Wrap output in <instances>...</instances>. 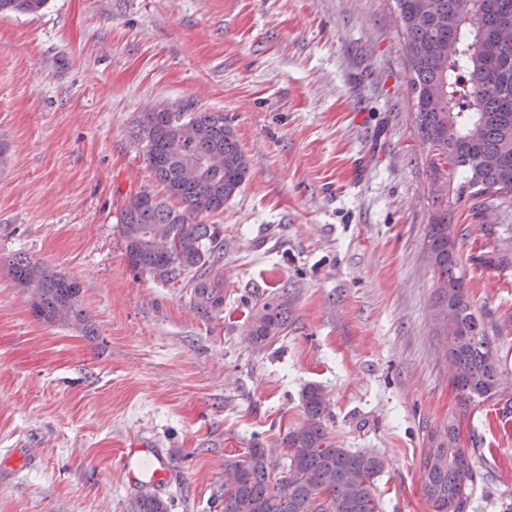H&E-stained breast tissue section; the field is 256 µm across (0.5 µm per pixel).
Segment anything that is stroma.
Returning a JSON list of instances; mask_svg holds the SVG:
<instances>
[{"instance_id": "35a3bbf8", "label": "stroma", "mask_w": 512, "mask_h": 512, "mask_svg": "<svg viewBox=\"0 0 512 512\" xmlns=\"http://www.w3.org/2000/svg\"><path fill=\"white\" fill-rule=\"evenodd\" d=\"M394 0H46L0 14V512H224V460L266 449L320 387L337 445L386 459L380 512H431L422 455L456 424L465 512H512V415L464 402L434 320L428 226L449 212L459 272L512 397V212L438 189ZM220 112L251 165L222 213L224 303L134 272L127 198L162 193L144 113ZM81 286L84 322L37 319L9 262ZM272 294L288 328L260 348ZM172 458L143 488L127 444ZM288 328V301L269 296L255 310L250 335L255 344L265 346L278 339Z\"/></svg>"}]
</instances>
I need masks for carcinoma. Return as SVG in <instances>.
<instances>
[{"label": "carcinoma", "mask_w": 512, "mask_h": 512, "mask_svg": "<svg viewBox=\"0 0 512 512\" xmlns=\"http://www.w3.org/2000/svg\"><path fill=\"white\" fill-rule=\"evenodd\" d=\"M411 63L416 120L431 153L432 174L461 177L471 196L499 193L512 208V0H395ZM46 0H0V13L34 14ZM466 68L470 82L458 80ZM144 162L166 191L149 189L129 197L119 229L129 265L160 282L190 278L204 305L224 303V278L216 265L224 250L219 224L202 215L224 211V203L250 176V163L222 112H147L135 130ZM217 157L220 165L199 178L188 165ZM174 199L178 206L170 205ZM428 251L438 303L447 306L448 360L454 388L464 401L503 395L494 349L471 310L463 276L457 273V234L448 215L429 225ZM15 283L30 293L31 309L47 322L83 320L80 284L26 258L11 266ZM288 328V301L270 296L255 310L250 335L257 345ZM306 418L282 438L288 463L272 475L267 452L251 448L225 459L239 472L224 488V512H379L375 479L386 461L341 448L322 424L326 400L311 386L303 396ZM456 428L442 442L430 437L424 450V491L432 512H463L473 481L466 453L456 446ZM131 512H167L158 496L141 494Z\"/></svg>", "instance_id": "1"}]
</instances>
